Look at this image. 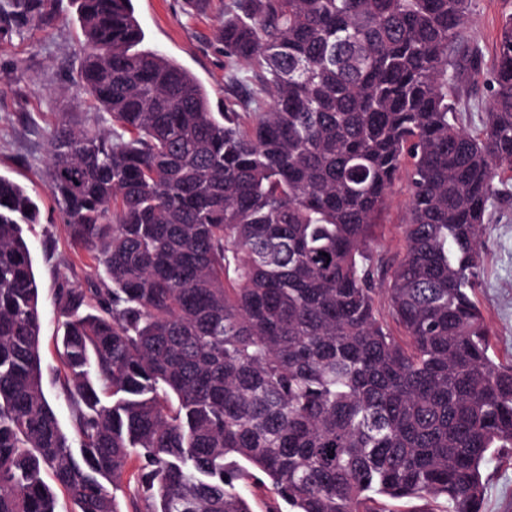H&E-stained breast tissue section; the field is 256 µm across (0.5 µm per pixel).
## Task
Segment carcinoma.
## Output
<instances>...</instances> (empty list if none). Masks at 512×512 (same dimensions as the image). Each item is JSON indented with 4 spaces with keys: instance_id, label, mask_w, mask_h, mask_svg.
Listing matches in <instances>:
<instances>
[{
    "instance_id": "1",
    "label": "carcinoma",
    "mask_w": 512,
    "mask_h": 512,
    "mask_svg": "<svg viewBox=\"0 0 512 512\" xmlns=\"http://www.w3.org/2000/svg\"><path fill=\"white\" fill-rule=\"evenodd\" d=\"M470 4L229 0L217 41L255 111L216 112L134 50L131 0H78L79 86L112 126L54 131L48 178L110 286L59 289L70 437L43 388L39 209L0 175V512H57L56 486L74 512H121L131 487L127 512H251L256 471L291 512H479L512 447V364L472 297L512 169V17L473 134L449 99ZM49 21L47 0H0L1 38ZM402 170L405 253L380 289L370 244Z\"/></svg>"
}]
</instances>
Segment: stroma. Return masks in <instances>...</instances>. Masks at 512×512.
<instances>
[{"label":"stroma","instance_id":"obj_1","mask_svg":"<svg viewBox=\"0 0 512 512\" xmlns=\"http://www.w3.org/2000/svg\"><path fill=\"white\" fill-rule=\"evenodd\" d=\"M227 2L132 0L144 34L142 49L161 52L191 73L214 105L237 94L216 40ZM511 18L512 0H473L470 7L460 40L479 52L481 69L462 71L455 87L461 124L470 132L483 127L497 37ZM83 42L75 0H56L50 23H31L22 36L0 39V175L24 186L39 207V222L25 225L24 235L39 288L43 387L66 431L71 422L59 383L57 293L103 285L105 275L90 251L71 243L44 171L55 128L65 122L89 129L105 124L99 104L78 85ZM495 189L474 298L487 318L492 350L506 363L512 361V176L496 181ZM409 196L407 176L399 174L389 192L382 236L371 247L380 278H388L403 257ZM483 482L480 512H512V447L494 452Z\"/></svg>","mask_w":512,"mask_h":512}]
</instances>
